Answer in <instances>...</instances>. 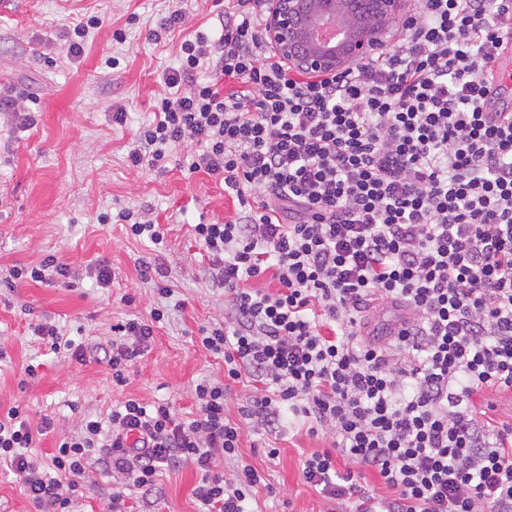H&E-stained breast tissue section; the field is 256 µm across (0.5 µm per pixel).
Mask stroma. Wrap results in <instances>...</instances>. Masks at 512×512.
<instances>
[{
	"mask_svg": "<svg viewBox=\"0 0 512 512\" xmlns=\"http://www.w3.org/2000/svg\"><path fill=\"white\" fill-rule=\"evenodd\" d=\"M225 0H0V93L33 95L39 121L22 131L0 119V406L26 407L31 422L52 417L53 432L42 436L33 454L46 460L57 441L74 435L83 416H107L113 405L135 399L171 403L182 417L195 412L194 387L224 378V362L197 344L202 327L223 321L224 294L202 275L208 264L191 234L199 220L221 222L235 216L223 186L206 174L188 173L187 155L196 145L173 149L164 167L136 169L127 152L136 130L153 118V102L163 93V75L178 65L185 34L202 29L219 35L218 14ZM185 8L183 29L161 43L150 34L169 12ZM98 16L81 57L67 52L72 22ZM123 31L124 41L112 34ZM118 66H111V59ZM124 111L116 124L112 114ZM162 224L166 246L160 256L173 294L169 321L129 371L125 385L112 382L106 363L53 354L32 334L50 322L65 336L91 347L113 338L122 318L145 317L159 301L153 282L143 279L137 260L151 250L127 235L123 225L101 224L103 213L122 209ZM75 271L54 284L7 286L12 267L38 263L47 254ZM107 260L115 277L101 287L90 269ZM37 374L26 387L18 382L27 364ZM280 450L269 458L264 438L246 429L241 461L224 463L232 476L238 463L259 471L274 495L259 493L251 512H325L327 505L306 484L301 461L328 447V439L296 430L284 417L277 435ZM192 465L163 471L157 493L145 495L118 477L91 467L83 482L78 512H108L109 496L122 491L131 512H198L192 494Z\"/></svg>",
	"mask_w": 512,
	"mask_h": 512,
	"instance_id": "stroma-1",
	"label": "stroma"
}]
</instances>
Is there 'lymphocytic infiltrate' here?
<instances>
[{
	"label": "lymphocytic infiltrate",
	"mask_w": 512,
	"mask_h": 512,
	"mask_svg": "<svg viewBox=\"0 0 512 512\" xmlns=\"http://www.w3.org/2000/svg\"><path fill=\"white\" fill-rule=\"evenodd\" d=\"M264 21L262 0H234L220 36L185 38L128 153L155 167L199 145L189 172L237 203L234 219L193 227L228 309L199 330L223 381L196 384L186 421L135 399L83 417L46 464L31 450L52 420L10 406L0 468L35 512H74L90 465L149 492L161 466L189 463L203 512H247L262 475L218 467L239 458L245 426L273 435L289 412L333 437L302 476L337 512H512V423L473 402L512 388V112L483 109L512 0H410L400 41L319 78L288 71ZM384 303L407 317L368 341ZM164 321L156 308L114 325L113 382ZM243 382L253 395L233 422L224 400Z\"/></svg>",
	"instance_id": "obj_1"
}]
</instances>
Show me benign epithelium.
Segmentation results:
<instances>
[{
    "label": "benign epithelium",
    "instance_id": "benign-epithelium-1",
    "mask_svg": "<svg viewBox=\"0 0 512 512\" xmlns=\"http://www.w3.org/2000/svg\"><path fill=\"white\" fill-rule=\"evenodd\" d=\"M407 0H266V40L288 71L315 77L346 72L391 45ZM340 25L333 40L319 32Z\"/></svg>",
    "mask_w": 512,
    "mask_h": 512
}]
</instances>
